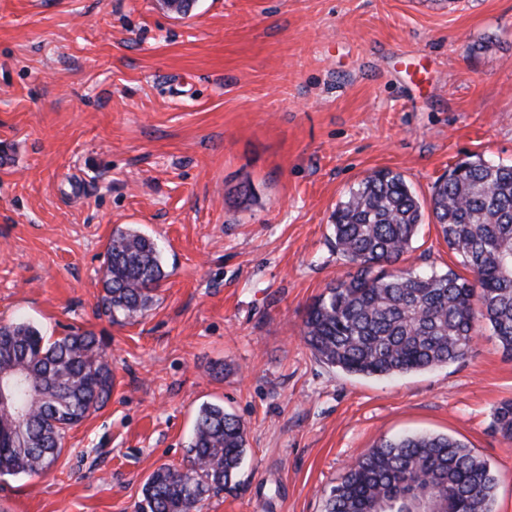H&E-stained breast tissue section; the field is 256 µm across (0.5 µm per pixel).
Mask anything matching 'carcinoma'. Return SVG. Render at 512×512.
Here are the masks:
<instances>
[{
    "label": "carcinoma",
    "instance_id": "carcinoma-1",
    "mask_svg": "<svg viewBox=\"0 0 512 512\" xmlns=\"http://www.w3.org/2000/svg\"><path fill=\"white\" fill-rule=\"evenodd\" d=\"M448 249L474 281L450 269L374 268L409 252L424 223L412 185L373 171L332 215L334 247L356 267L307 308L302 335L320 362L364 377L399 376L463 359L477 324L512 359V164L481 158L435 183L430 203ZM166 273L158 241L117 231L106 250L102 309L131 323L156 301ZM112 368L92 332L54 339L27 322L0 325V475L39 474L58 458L66 432L106 405ZM512 440V400L493 413ZM246 446L241 419L200 407L182 469L161 467L143 486L139 512H201L239 485ZM497 479L470 448L446 435L383 440L360 455L326 493L323 512H494Z\"/></svg>",
    "mask_w": 512,
    "mask_h": 512
}]
</instances>
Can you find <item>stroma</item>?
I'll return each instance as SVG.
<instances>
[{
    "label": "stroma",
    "instance_id": "1",
    "mask_svg": "<svg viewBox=\"0 0 512 512\" xmlns=\"http://www.w3.org/2000/svg\"><path fill=\"white\" fill-rule=\"evenodd\" d=\"M475 156L512 162V0H0V324L93 332L114 377L48 474L0 476V512H137L206 403L247 443L239 489L202 512H322L367 448L415 433L472 448L512 512L492 426L512 360L488 329L395 378L302 338L352 270L330 223L349 189L389 169L426 204ZM124 225L159 239L168 276L122 326L99 303ZM399 266L471 275L430 219Z\"/></svg>",
    "mask_w": 512,
    "mask_h": 512
}]
</instances>
